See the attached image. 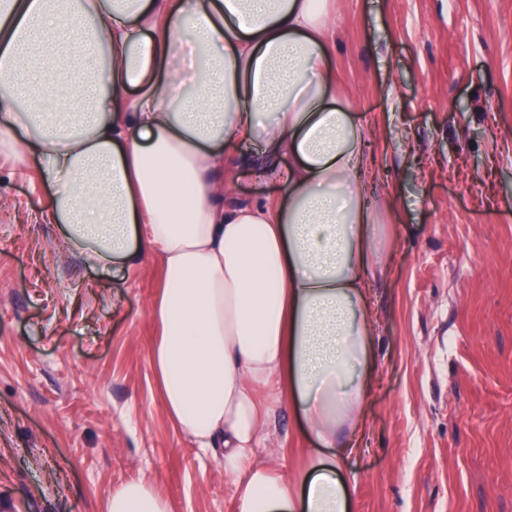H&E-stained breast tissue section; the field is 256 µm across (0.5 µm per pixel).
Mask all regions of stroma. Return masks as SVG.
Returning <instances> with one entry per match:
<instances>
[{"mask_svg": "<svg viewBox=\"0 0 512 512\" xmlns=\"http://www.w3.org/2000/svg\"><path fill=\"white\" fill-rule=\"evenodd\" d=\"M336 93L373 129L394 201L373 287L375 381L354 512H512V0H330ZM0 154V512H101L154 482L172 512H235L231 476L167 418L150 351L158 262L88 267L37 159ZM227 199L283 190L229 163ZM314 441L280 400L257 451L288 471Z\"/></svg>", "mask_w": 512, "mask_h": 512, "instance_id": "obj_1", "label": "stroma"}]
</instances>
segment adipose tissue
<instances>
[{
    "instance_id": "1",
    "label": "adipose tissue",
    "mask_w": 512,
    "mask_h": 512,
    "mask_svg": "<svg viewBox=\"0 0 512 512\" xmlns=\"http://www.w3.org/2000/svg\"><path fill=\"white\" fill-rule=\"evenodd\" d=\"M328 26L323 0H0V148L40 158L42 218L90 266L159 260L154 378L174 426L220 454L236 512L352 510L339 471L366 427L395 231ZM243 142L280 200L225 205ZM284 396L317 443L292 479L256 459ZM103 512L172 510L138 478Z\"/></svg>"
}]
</instances>
